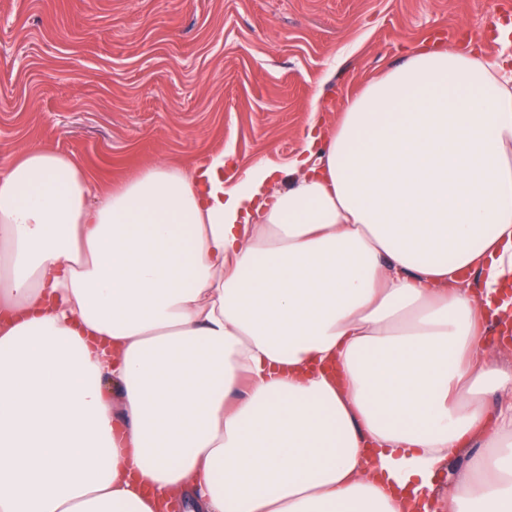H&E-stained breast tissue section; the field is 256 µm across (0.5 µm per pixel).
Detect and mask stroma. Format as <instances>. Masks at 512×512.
Returning a JSON list of instances; mask_svg holds the SVG:
<instances>
[{
	"label": "stroma",
	"instance_id": "obj_1",
	"mask_svg": "<svg viewBox=\"0 0 512 512\" xmlns=\"http://www.w3.org/2000/svg\"><path fill=\"white\" fill-rule=\"evenodd\" d=\"M498 0H0V166L39 145L99 186L223 154L287 168L312 116L409 51L473 46Z\"/></svg>",
	"mask_w": 512,
	"mask_h": 512
}]
</instances>
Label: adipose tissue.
<instances>
[{"label": "adipose tissue", "mask_w": 512, "mask_h": 512, "mask_svg": "<svg viewBox=\"0 0 512 512\" xmlns=\"http://www.w3.org/2000/svg\"><path fill=\"white\" fill-rule=\"evenodd\" d=\"M259 162L0 167V512H512V31ZM465 459L448 495L435 485Z\"/></svg>", "instance_id": "ef3b65f1"}]
</instances>
